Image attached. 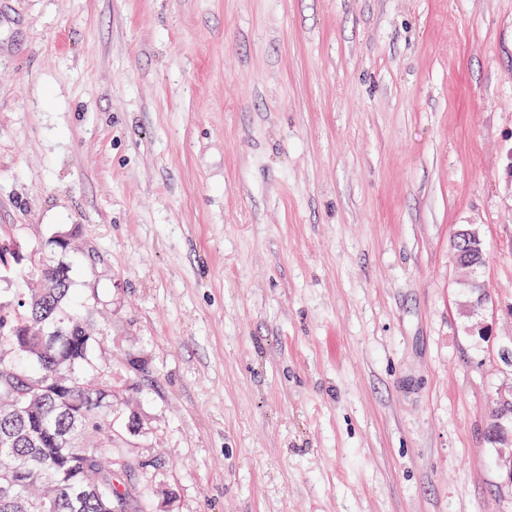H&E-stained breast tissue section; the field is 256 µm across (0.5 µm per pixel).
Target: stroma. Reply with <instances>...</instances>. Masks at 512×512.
Returning a JSON list of instances; mask_svg holds the SVG:
<instances>
[{"label": "stroma", "instance_id": "35a3bbf8", "mask_svg": "<svg viewBox=\"0 0 512 512\" xmlns=\"http://www.w3.org/2000/svg\"><path fill=\"white\" fill-rule=\"evenodd\" d=\"M0 235L147 357L153 512H512V0H0Z\"/></svg>", "mask_w": 512, "mask_h": 512}]
</instances>
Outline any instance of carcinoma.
<instances>
[{
    "label": "carcinoma",
    "instance_id": "1",
    "mask_svg": "<svg viewBox=\"0 0 512 512\" xmlns=\"http://www.w3.org/2000/svg\"><path fill=\"white\" fill-rule=\"evenodd\" d=\"M457 253L485 260L479 244L462 238ZM27 267L32 287L0 293V489L24 457L27 512H153L152 484L131 479L156 467L131 445L143 424L134 411L126 427L112 422L133 387L99 365L92 314L69 305L71 267Z\"/></svg>",
    "mask_w": 512,
    "mask_h": 512
}]
</instances>
